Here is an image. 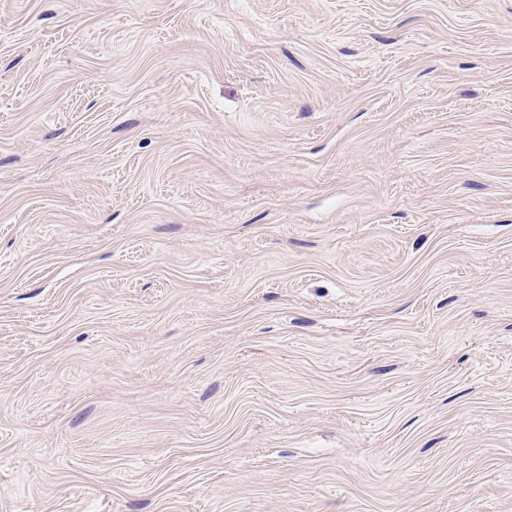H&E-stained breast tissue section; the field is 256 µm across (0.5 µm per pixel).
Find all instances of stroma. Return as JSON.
<instances>
[{"mask_svg": "<svg viewBox=\"0 0 512 512\" xmlns=\"http://www.w3.org/2000/svg\"><path fill=\"white\" fill-rule=\"evenodd\" d=\"M0 512H512V0H0Z\"/></svg>", "mask_w": 512, "mask_h": 512, "instance_id": "1", "label": "stroma"}]
</instances>
